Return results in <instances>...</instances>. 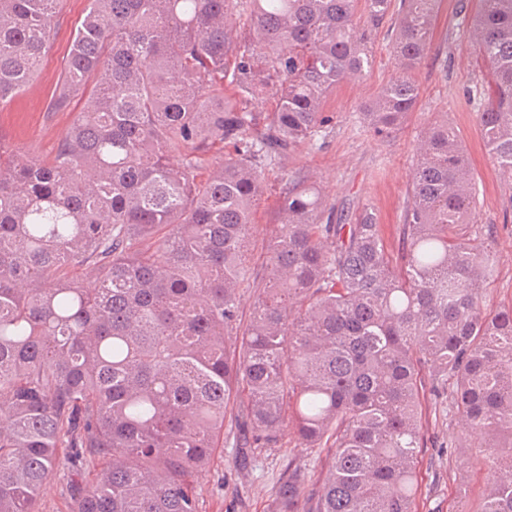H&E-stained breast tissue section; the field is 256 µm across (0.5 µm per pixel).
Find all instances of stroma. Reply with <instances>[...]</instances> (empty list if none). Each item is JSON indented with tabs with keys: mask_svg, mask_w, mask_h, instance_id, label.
I'll use <instances>...</instances> for the list:
<instances>
[{
	"mask_svg": "<svg viewBox=\"0 0 512 512\" xmlns=\"http://www.w3.org/2000/svg\"><path fill=\"white\" fill-rule=\"evenodd\" d=\"M86 6L87 0H59L52 48L23 92L0 112V140L22 153L52 157L82 107L76 100L60 112L47 109ZM478 6L479 0H441L430 49L418 71L421 94L416 109L399 130L381 138L366 127L360 112L398 75L391 40L395 19L386 18L373 35L370 74L362 80L341 82L327 98L325 110L332 122L326 134L266 166L268 190L255 210L259 225L253 243L255 258H262L265 243L275 231L273 215L281 176L298 169L322 187L329 204L343 218L353 219L361 208H370L378 217L386 247L397 249L418 139L428 124L444 120L466 148L476 182L479 219L495 227L498 275L487 291V303L492 308L512 305V177L490 158L477 121V104L467 95L488 71L469 34L470 18ZM421 426L426 445L419 457V512H480L490 466L479 449L460 447L451 398H423ZM235 433L232 419H225L224 445L195 479L200 512H271L283 469L291 459L305 465L312 478L327 474L326 449L302 448L288 430L283 431L277 447L255 451L247 463H240L239 451L233 446Z\"/></svg>",
	"mask_w": 512,
	"mask_h": 512,
	"instance_id": "1",
	"label": "stroma"
}]
</instances>
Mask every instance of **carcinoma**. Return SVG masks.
<instances>
[{
  "instance_id": "obj_1",
  "label": "carcinoma",
  "mask_w": 512,
  "mask_h": 512,
  "mask_svg": "<svg viewBox=\"0 0 512 512\" xmlns=\"http://www.w3.org/2000/svg\"><path fill=\"white\" fill-rule=\"evenodd\" d=\"M57 2L0 0V109L50 48ZM480 3L477 120L512 171V0ZM391 4L88 0L49 104L83 100L69 133L47 161L0 141V512H40L62 465L73 512H200L191 481L236 400L243 457L286 427L332 449L313 488L288 464L274 512H417L419 398L452 378L465 435L491 440L481 512H512V306H486L498 257L448 123L423 131L401 251L367 208L336 221L297 170L261 267L250 258L263 170L316 140L336 84L371 71ZM439 4L400 0V75L363 111L377 136L415 109ZM226 83L236 97L215 96ZM89 458L107 466L86 480Z\"/></svg>"
}]
</instances>
